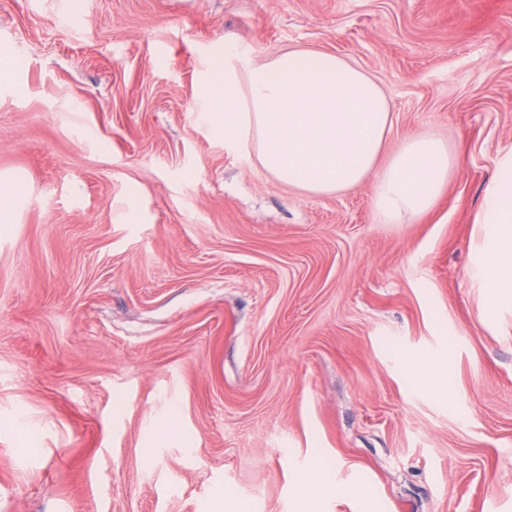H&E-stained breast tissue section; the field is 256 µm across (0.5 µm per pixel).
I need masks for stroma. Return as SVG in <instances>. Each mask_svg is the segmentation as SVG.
<instances>
[{
    "label": "stroma",
    "instance_id": "1",
    "mask_svg": "<svg viewBox=\"0 0 512 512\" xmlns=\"http://www.w3.org/2000/svg\"><path fill=\"white\" fill-rule=\"evenodd\" d=\"M338 55L414 221L289 189L207 124L225 48ZM0 512H512V310L470 277L512 157V0H0Z\"/></svg>",
    "mask_w": 512,
    "mask_h": 512
}]
</instances>
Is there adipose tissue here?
Wrapping results in <instances>:
<instances>
[{"instance_id": "ef3b65f1", "label": "adipose tissue", "mask_w": 512, "mask_h": 512, "mask_svg": "<svg viewBox=\"0 0 512 512\" xmlns=\"http://www.w3.org/2000/svg\"><path fill=\"white\" fill-rule=\"evenodd\" d=\"M203 96L205 118L225 143L289 187L340 193L374 179L377 213L390 224L429 210L455 166L447 145L426 135L379 165L391 103L372 77L331 53L288 48L265 63L217 67ZM477 225L471 277L493 317L512 309V162L486 184Z\"/></svg>"}]
</instances>
